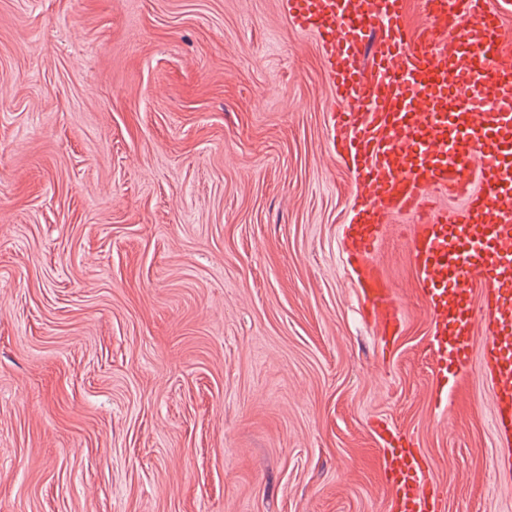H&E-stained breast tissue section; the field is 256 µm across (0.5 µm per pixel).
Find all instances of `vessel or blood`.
<instances>
[{
	"label": "vessel or blood",
	"mask_w": 512,
	"mask_h": 512,
	"mask_svg": "<svg viewBox=\"0 0 512 512\" xmlns=\"http://www.w3.org/2000/svg\"><path fill=\"white\" fill-rule=\"evenodd\" d=\"M314 36L328 84L345 108L329 121L335 153L360 188L343 227L346 262L385 340L401 307L378 268L363 265L393 217L415 216L408 237L430 313L435 407L480 363L492 400L500 466L512 471V52L503 20L512 0H282ZM371 67L361 57L369 41ZM481 341H474L475 331ZM388 512H441L444 493L422 451L378 427Z\"/></svg>",
	"instance_id": "obj_1"
}]
</instances>
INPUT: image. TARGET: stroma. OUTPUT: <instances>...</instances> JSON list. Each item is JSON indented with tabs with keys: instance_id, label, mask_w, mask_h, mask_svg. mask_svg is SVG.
<instances>
[{
	"instance_id": "1",
	"label": "stroma",
	"mask_w": 512,
	"mask_h": 512,
	"mask_svg": "<svg viewBox=\"0 0 512 512\" xmlns=\"http://www.w3.org/2000/svg\"><path fill=\"white\" fill-rule=\"evenodd\" d=\"M0 512H386L385 422L442 512H512L479 368L430 399L402 235L362 313L339 108L281 0H0Z\"/></svg>"
}]
</instances>
